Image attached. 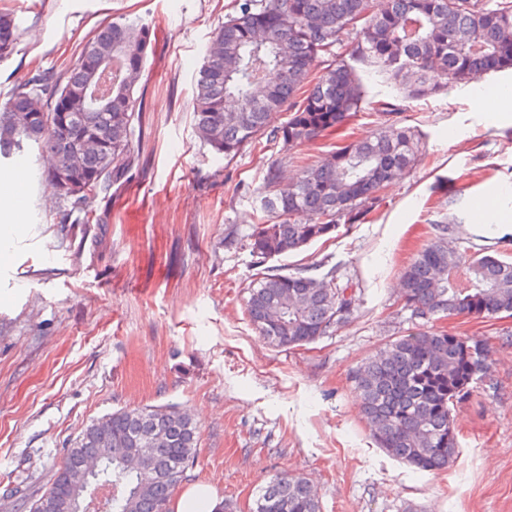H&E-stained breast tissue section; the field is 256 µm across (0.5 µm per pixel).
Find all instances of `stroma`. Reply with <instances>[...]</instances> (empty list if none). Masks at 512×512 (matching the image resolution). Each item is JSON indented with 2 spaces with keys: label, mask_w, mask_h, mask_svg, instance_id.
I'll use <instances>...</instances> for the list:
<instances>
[{
  "label": "stroma",
  "mask_w": 512,
  "mask_h": 512,
  "mask_svg": "<svg viewBox=\"0 0 512 512\" xmlns=\"http://www.w3.org/2000/svg\"><path fill=\"white\" fill-rule=\"evenodd\" d=\"M233 6L0 0L23 31L0 61V103L38 72L65 69L101 22L134 19L156 32L137 86L130 178L72 213L36 158L24 163L27 181L0 176V191L27 209L23 231L0 246V505L30 512L92 420L172 405L200 427L182 484L214 485L224 512H250L277 473L312 483L321 512H512V318L442 324L489 347L485 376L451 410L460 453L448 469L417 473L378 448L352 381L410 327L400 277L433 222L459 217L463 237L512 253V74L412 101L359 66L373 106L348 126L350 139L408 127L420 160L360 221L270 259L294 268L331 257L359 298L332 335L276 349L245 311L256 199L269 169L288 183L337 139L263 141L229 161L201 142L194 81ZM480 95L497 108H478Z\"/></svg>",
  "instance_id": "35a3bbf8"
}]
</instances>
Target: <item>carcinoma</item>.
<instances>
[{"label": "carcinoma", "instance_id": "carcinoma-1", "mask_svg": "<svg viewBox=\"0 0 512 512\" xmlns=\"http://www.w3.org/2000/svg\"><path fill=\"white\" fill-rule=\"evenodd\" d=\"M212 35L194 91L196 134L232 159L263 136L302 144L329 136L362 111L365 87L351 56L410 99H426L491 71L512 69V0H235ZM22 37L13 13L0 9V59ZM149 27L108 22L86 40L60 74L38 73L0 103V160L33 146L52 159L46 177L57 198L79 205L124 178L134 164L137 84L151 45ZM112 56V70H95ZM98 95L103 107L64 119L63 95ZM290 111L269 128L271 116ZM419 139L390 125L336 146L299 177L280 185L269 173L250 237L258 267L246 312L275 347H303L348 321L354 295L324 258L284 271L265 266L354 224L379 202L385 185L414 165ZM462 220L434 223L433 238L404 268L401 293L413 331L379 350L353 374L359 409L388 455L421 472L448 468L460 443L450 405L470 395L487 345L434 329L461 315L512 316V260L457 246ZM149 435L163 441L147 455L106 460L90 483H112V512H170L174 491L194 458L199 427L173 406L117 411L94 420L32 503L33 512H70L81 457L134 447ZM253 512H321L302 477L277 474L262 487Z\"/></svg>", "mask_w": 512, "mask_h": 512}]
</instances>
